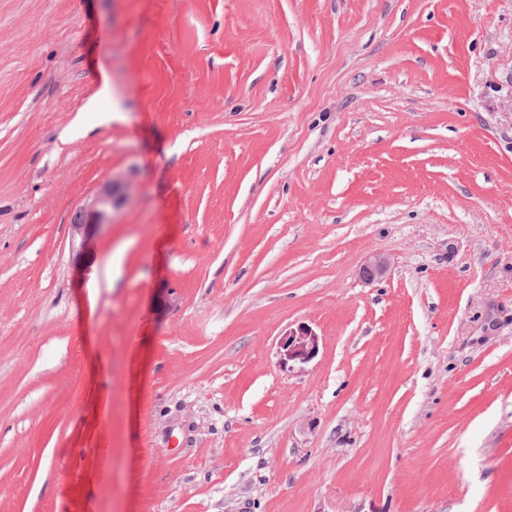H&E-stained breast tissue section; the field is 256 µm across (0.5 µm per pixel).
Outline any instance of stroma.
Segmentation results:
<instances>
[{"label": "stroma", "mask_w": 512, "mask_h": 512, "mask_svg": "<svg viewBox=\"0 0 512 512\" xmlns=\"http://www.w3.org/2000/svg\"><path fill=\"white\" fill-rule=\"evenodd\" d=\"M0 512H512V0H0ZM125 200V195L119 185L114 182L106 184L98 194H96L86 206H82L79 211L80 221L76 214L71 224L72 235L81 238V247L87 248L92 240L95 231L104 224L112 221V210L120 206ZM279 345L280 365L289 370L296 365L307 364L318 356L320 337L312 327L300 323L295 328H288Z\"/></svg>", "instance_id": "obj_1"}]
</instances>
